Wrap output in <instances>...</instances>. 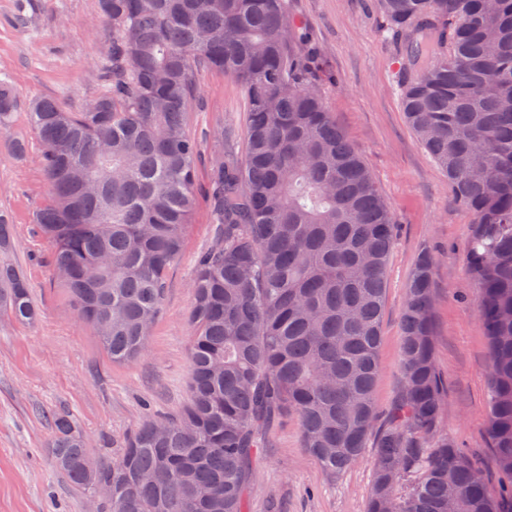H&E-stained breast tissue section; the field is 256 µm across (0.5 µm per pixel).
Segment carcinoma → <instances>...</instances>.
I'll return each mask as SVG.
<instances>
[{"mask_svg":"<svg viewBox=\"0 0 512 512\" xmlns=\"http://www.w3.org/2000/svg\"><path fill=\"white\" fill-rule=\"evenodd\" d=\"M404 46L403 108L474 216L467 265L489 345L487 429L512 478V0H378ZM112 23L107 90L90 112L28 105L50 184L35 216L56 279L112 361L145 354L196 205L185 130L198 77L247 102L245 161L212 168L221 227L195 264L190 402L96 459L53 419L55 467L110 512H246L262 431L292 412L330 475L374 441L365 512H505L441 431L434 257H418L401 315V388L375 399L394 224L362 157L299 65L286 0H99ZM19 106L0 77V131ZM0 315L30 323L27 280L0 265Z\"/></svg>","mask_w":512,"mask_h":512,"instance_id":"obj_1","label":"carcinoma"}]
</instances>
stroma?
<instances>
[{"mask_svg": "<svg viewBox=\"0 0 512 512\" xmlns=\"http://www.w3.org/2000/svg\"><path fill=\"white\" fill-rule=\"evenodd\" d=\"M297 25L294 49L322 91L337 126L362 154L390 208L396 238L387 268L386 306L375 398L380 409L401 385L400 318L419 254L431 250L438 368L448 383L442 426L482 470L492 494L501 478L486 431L488 343L478 314L476 284L466 263L473 216L454 198L448 178L427 153L402 111L392 61L399 44L386 32L377 0H287ZM98 0H0V76L23 106L0 133V214L12 245L0 262L27 279L39 316L31 325L0 316V512H106L75 490L53 466L50 418L66 414L94 456H117L119 445L149 419H173L190 400L189 341L197 258L212 246L217 226L208 197L219 154L243 160L247 104L238 84L212 72L199 76L187 116L201 143L198 201L180 257L168 272L163 309L147 353L119 364L93 329L79 322L72 301L52 274L51 249L34 222L49 197L36 157L26 101L48 97L76 111L105 89L103 57L112 27L97 23ZM224 127V147L208 140ZM26 141L15 156L13 138ZM264 446L246 495L247 512H364L372 453L342 474L328 476L302 445L295 414L263 431Z\"/></svg>", "mask_w": 512, "mask_h": 512, "instance_id": "stroma-1", "label": "stroma"}]
</instances>
